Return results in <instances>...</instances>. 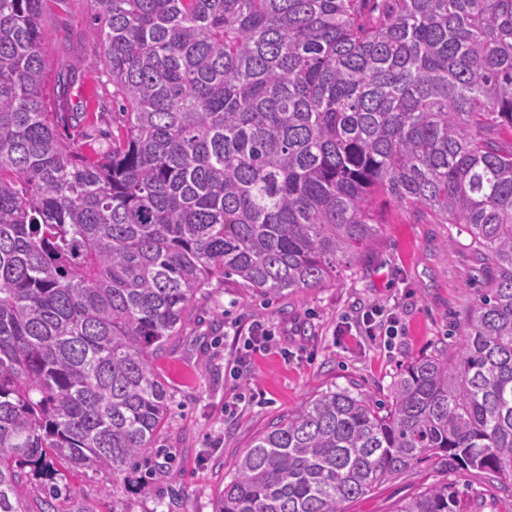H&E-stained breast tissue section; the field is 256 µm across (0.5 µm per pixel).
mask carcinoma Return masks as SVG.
<instances>
[{
	"label": "carcinoma",
	"instance_id": "cac0c4a2",
	"mask_svg": "<svg viewBox=\"0 0 512 512\" xmlns=\"http://www.w3.org/2000/svg\"><path fill=\"white\" fill-rule=\"evenodd\" d=\"M90 2L126 116L91 152L58 134L76 70L45 96L67 0H0V512H94L65 472L115 485L153 448L196 295L336 281L381 194L459 226L488 288L388 404L330 390L259 435L216 512H344L425 463L512 485V0ZM395 512L467 507L447 482Z\"/></svg>",
	"mask_w": 512,
	"mask_h": 512
}]
</instances>
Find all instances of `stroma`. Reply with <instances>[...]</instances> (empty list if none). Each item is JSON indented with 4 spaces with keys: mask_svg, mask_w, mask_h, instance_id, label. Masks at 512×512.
Listing matches in <instances>:
<instances>
[{
    "mask_svg": "<svg viewBox=\"0 0 512 512\" xmlns=\"http://www.w3.org/2000/svg\"><path fill=\"white\" fill-rule=\"evenodd\" d=\"M91 17L89 0H68L48 18L45 48L49 71H56L63 44L86 67L71 92L83 116L66 119L60 135L98 148L122 130L123 118L112 109L107 76L90 65ZM374 206L379 236L335 284L273 302L233 280L197 295L181 336L155 362L171 404L156 440L166 454L156 457L153 479L116 488L105 474L71 473L76 495L95 512H215L225 481L255 439L307 400L344 388L386 399L410 360L456 344L484 285L481 257L467 235L426 210L386 196ZM376 306L396 313L397 336L356 335V318ZM257 322L272 336L263 346L253 338ZM448 479L421 465L347 502L345 512H395L400 501ZM455 480L482 512H512V491L499 482L477 473Z\"/></svg>",
    "mask_w": 512,
    "mask_h": 512,
    "instance_id": "35a3bbf8",
    "label": "stroma"
}]
</instances>
